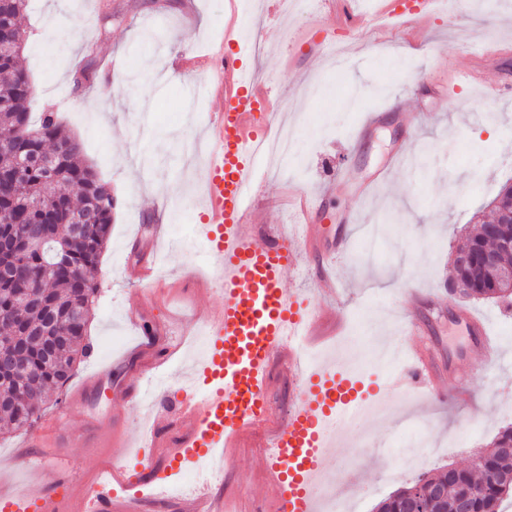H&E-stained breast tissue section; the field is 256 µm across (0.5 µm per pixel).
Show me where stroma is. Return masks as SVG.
<instances>
[{
  "label": "stroma",
  "mask_w": 512,
  "mask_h": 512,
  "mask_svg": "<svg viewBox=\"0 0 512 512\" xmlns=\"http://www.w3.org/2000/svg\"><path fill=\"white\" fill-rule=\"evenodd\" d=\"M184 0H29L23 23L28 46L22 65L35 82L34 112H58L83 145V158L109 183L119 200L109 243L95 281L97 294L86 339L90 354L77 362L69 381L53 389L40 426L54 423L69 394L103 365H111L110 387L94 393L86 409L67 421L73 439L67 450L76 481L93 483L112 463L116 449L96 455L81 440L90 421H107L111 402L125 403L122 434L141 443L146 433L173 439L170 419L155 421L144 404H130L146 355L136 350L137 331L165 337L189 336L201 318L224 304L221 287L199 292L193 275L209 257L198 249L203 225L200 184L203 160L187 145L203 139L209 112L201 67L174 68L189 48L206 51L229 21L225 0H197L186 15ZM248 28L243 63L266 83L288 125L301 136L286 169L265 174L256 162L260 185L251 196L254 220L285 234L295 232V190L323 197V222L334 232L340 216L358 213L353 248L337 261L340 299L322 297L315 271L318 257L302 258L287 272L288 289L322 302L324 320L313 349L343 364L358 352L370 376L388 373L378 358L402 337V323L414 315L422 342L445 375L438 398L417 400L388 395L384 417H360L340 430L352 455L337 459L342 476L337 500L349 512H375L376 505L413 480L397 446L408 429L420 427L434 451L421 465L428 472L448 464L466 465L487 448L498 431L512 424V314L504 303L466 300L448 289L449 258L459 238L504 184H512V98L486 99L457 87L461 73L476 72L486 82H512V0H455L411 33L380 16L377 0H244ZM320 34L335 52L313 58L304 43ZM482 44L505 47L506 55L486 66L475 55ZM123 59L127 66L110 85L87 83L74 89L72 75L87 57ZM381 118L367 137L357 130L366 113ZM405 147L408 163L390 168L367 197L356 193L360 176L386 165L395 147ZM387 166V165H386ZM166 224L159 269L167 286L152 300L124 273L140 227ZM466 308L486 320L498 338L505 364L471 376L468 401L455 400L457 375L466 373L475 341L456 312ZM268 427L258 428L234 449L231 464L215 462L219 477L173 499H151L143 512H191L196 495L223 501L224 512H257L275 489L259 446ZM27 429L0 434V484L30 483L41 451L27 445Z\"/></svg>",
  "instance_id": "obj_1"
}]
</instances>
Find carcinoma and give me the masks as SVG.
I'll return each instance as SVG.
<instances>
[{
	"label": "carcinoma",
	"instance_id": "1",
	"mask_svg": "<svg viewBox=\"0 0 512 512\" xmlns=\"http://www.w3.org/2000/svg\"><path fill=\"white\" fill-rule=\"evenodd\" d=\"M29 0H3L0 36L25 44L21 16ZM19 51H0V237L15 243L9 254L14 277L0 282L3 342H16L12 367L0 369V422L17 428L40 417L44 395L62 386L89 352L84 344L97 287L91 274L108 240L117 199L112 188L85 164L79 141L55 113L33 123L35 87L20 64ZM55 161L58 179L49 181L37 157ZM28 158L25 177L15 183L13 167ZM88 213L72 235L70 222ZM512 233L509 225L480 224L461 248L472 263L453 269L457 292L472 299L509 300L485 270L482 256ZM425 512H502L512 498V425L498 432L489 451L467 467L448 466L423 474ZM408 484L383 499L377 512H405Z\"/></svg>",
	"mask_w": 512,
	"mask_h": 512
}]
</instances>
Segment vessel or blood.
<instances>
[{
  "instance_id": "obj_1",
  "label": "vessel or blood",
  "mask_w": 512,
  "mask_h": 512,
  "mask_svg": "<svg viewBox=\"0 0 512 512\" xmlns=\"http://www.w3.org/2000/svg\"><path fill=\"white\" fill-rule=\"evenodd\" d=\"M384 2L383 16L402 25L422 19L437 7V0H417L412 7L406 0ZM241 42L239 24H229L200 59L211 73L204 93L220 108L211 113L206 125L203 196L211 265L199 285L221 284L224 306L207 320L208 352L194 371L201 391L173 408L177 439L164 443L152 438L151 448L161 449L162 456L141 458L140 467L154 473L210 458L218 450L236 447L245 435L269 423L273 430L266 438L271 449L267 470L276 485L274 512H315L323 463L335 445L336 426L361 414L369 389L360 372L337 364L310 365L300 355L319 316L316 310L302 307L284 279L296 267L295 250L317 246L319 227L314 219L322 201L316 198L304 205L293 239L276 229L259 232L254 224L248 204L256 182L253 163L277 113L269 104L267 86L242 67ZM126 273L146 287L160 280L150 257L127 267ZM460 317L476 338L479 362L501 359L485 320L466 309ZM282 352L288 355L296 392L287 415L277 420L265 401L270 364ZM411 352L412 361L384 380L383 389L437 395L441 385L426 349L415 345ZM69 441V432L60 426L43 430L36 439L49 464L38 467L34 476L55 482L61 494L40 496L30 487L4 490L0 512H116L119 482L128 490L126 512H137L138 480L120 464H112L109 475L90 490L73 481L63 452Z\"/></svg>"
}]
</instances>
